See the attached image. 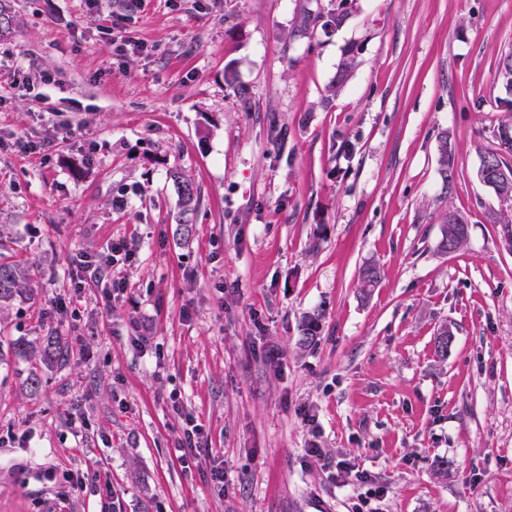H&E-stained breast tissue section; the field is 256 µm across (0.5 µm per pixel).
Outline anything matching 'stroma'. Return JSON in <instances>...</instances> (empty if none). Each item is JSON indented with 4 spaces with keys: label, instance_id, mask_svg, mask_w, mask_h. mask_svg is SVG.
<instances>
[{
    "label": "stroma",
    "instance_id": "1",
    "mask_svg": "<svg viewBox=\"0 0 512 512\" xmlns=\"http://www.w3.org/2000/svg\"><path fill=\"white\" fill-rule=\"evenodd\" d=\"M11 6L0 243L36 276L0 312V512H512V230L478 178L512 0H352L303 36L336 0ZM451 211L468 237L445 255ZM115 240L124 289L75 285L73 259ZM52 332L70 359L28 394L14 346ZM348 15V1L339 0L336 3V10L327 12L326 15L320 13L315 16L310 14L304 16L300 32L306 34L311 29L313 31L319 24L323 29L338 28L345 22ZM439 173L442 180V187L445 192L450 193L453 189L455 179L454 156L448 149V144L443 143L440 147ZM170 179L176 186L179 195V204L184 210L195 208L198 204V192L191 181L186 179L178 169L169 173ZM448 224H452L454 226L461 227L460 235L449 241L450 245L453 249L452 252H455L462 247V245L464 244V242L467 239L468 225H467L466 221L464 220V218H462L460 215H458L455 212H448ZM448 224L442 225L441 238L438 242V250L442 253H445V251H448V254H449L450 251L448 249Z\"/></svg>",
    "mask_w": 512,
    "mask_h": 512
}]
</instances>
